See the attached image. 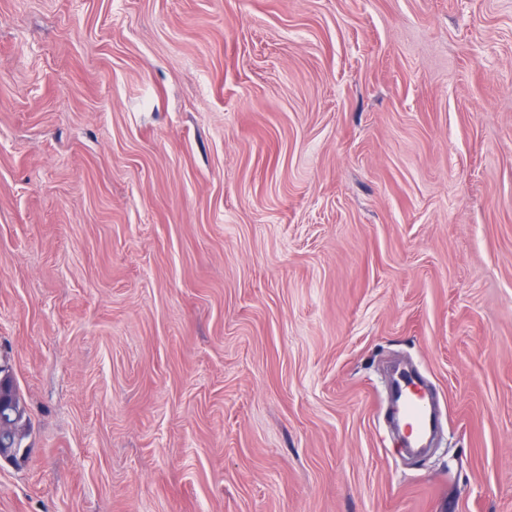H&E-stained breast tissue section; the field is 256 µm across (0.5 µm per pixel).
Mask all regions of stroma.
Here are the masks:
<instances>
[{
	"label": "stroma",
	"instance_id": "35a3bbf8",
	"mask_svg": "<svg viewBox=\"0 0 512 512\" xmlns=\"http://www.w3.org/2000/svg\"><path fill=\"white\" fill-rule=\"evenodd\" d=\"M0 362V512H512V0H0ZM3 370V367L0 366V398L1 396L3 397L7 405H10L12 407L13 412L11 414L10 420L7 423L9 409L3 407L2 409H0V427H2V429H5L8 424L10 425L7 427L6 430H3V432L0 433L1 446L2 440L8 441L9 438L11 439L12 444L16 435L19 432V429H22L26 422L25 410L22 405V400L18 392V388L15 383L13 373L11 371V375L6 376L4 381L2 382ZM399 393L401 416L409 431V448H417L425 440L433 403H429L417 389L411 386V383H401Z\"/></svg>",
	"mask_w": 512,
	"mask_h": 512
}]
</instances>
